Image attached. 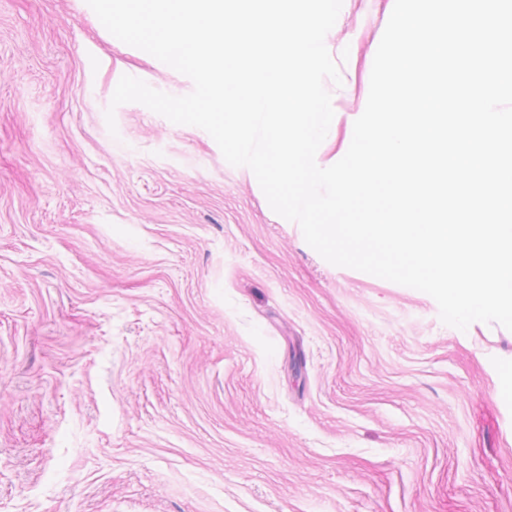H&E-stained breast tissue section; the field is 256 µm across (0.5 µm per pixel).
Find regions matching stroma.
<instances>
[{"label":"stroma","instance_id":"obj_1","mask_svg":"<svg viewBox=\"0 0 512 512\" xmlns=\"http://www.w3.org/2000/svg\"><path fill=\"white\" fill-rule=\"evenodd\" d=\"M393 6L327 34L321 161ZM125 74L193 89L86 0H0V512H512V331L328 263Z\"/></svg>","mask_w":512,"mask_h":512}]
</instances>
